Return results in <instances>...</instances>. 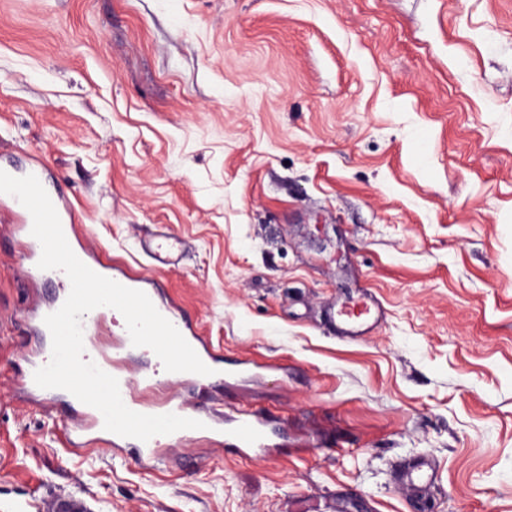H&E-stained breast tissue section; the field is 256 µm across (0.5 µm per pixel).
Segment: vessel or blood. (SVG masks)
I'll list each match as a JSON object with an SVG mask.
<instances>
[{"instance_id":"obj_1","label":"vessel or blood","mask_w":512,"mask_h":512,"mask_svg":"<svg viewBox=\"0 0 512 512\" xmlns=\"http://www.w3.org/2000/svg\"><path fill=\"white\" fill-rule=\"evenodd\" d=\"M51 201L59 215L65 237L73 245L75 255L94 272L123 286L146 293L159 313L177 328L203 363L211 364L214 356L209 343L191 319L184 315L170 298L160 294L155 277L148 274L132 275L120 267L105 263L92 242L80 238L79 218L67 197L58 194L52 196ZM22 217L23 222L19 230L26 236L29 247L28 263L24 266L23 273L28 279L36 282L44 275L38 266L42 248L39 241L31 235L33 220L30 212H23ZM182 246L180 238L165 234L140 244L141 249L161 266L175 264ZM65 300V295L61 294L51 302L34 303L30 319L38 335L48 336L49 330L44 319L48 314L57 311ZM82 326L83 334L87 337L98 334L102 327H111L112 334L117 339L114 355L109 356L88 347L84 350L83 358L96 363L103 371L118 380L122 400L132 411L148 415L174 413L197 419L203 422V429L195 433L188 429L182 430V437L188 438L195 434L208 439L215 446L229 445L238 448L242 455L249 457L269 459L276 455L277 446L273 441L271 423L260 412L238 410L228 414L224 422L219 423L202 410L200 401L208 396L209 389L215 382L214 376L169 372L159 361L134 375L126 371L123 362L128 354L133 352L134 347L125 320L117 310L110 307L96 308L84 315ZM35 353L36 358L30 363L32 372L46 365L51 359V349L48 345L37 346ZM32 372L24 379L25 390L45 407H52L59 395L58 390L38 387ZM64 434L68 449L75 454L88 444L103 442L107 444L110 455L118 456L124 453L127 442L126 437L105 430L102 414L86 404L82 405L79 418L67 425ZM171 440V435L166 434L138 442L137 462L165 463L172 454L169 447ZM431 479L427 464L422 460L409 463L400 472L401 482L417 493L426 489Z\"/></svg>"}]
</instances>
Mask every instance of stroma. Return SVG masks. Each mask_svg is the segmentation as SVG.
<instances>
[{
    "label": "stroma",
    "instance_id": "35a3bbf8",
    "mask_svg": "<svg viewBox=\"0 0 512 512\" xmlns=\"http://www.w3.org/2000/svg\"><path fill=\"white\" fill-rule=\"evenodd\" d=\"M34 154L105 262L261 365L207 405L266 414L279 456L68 452L71 409L19 397L59 286L0 200V512H512V0H0V163ZM183 242L180 238L159 234L150 241L140 243L141 249L150 255L157 266H168L175 264L182 251ZM399 477L410 490L420 493L431 482L432 473L427 469L425 461L415 460L401 470Z\"/></svg>",
    "mask_w": 512,
    "mask_h": 512
}]
</instances>
